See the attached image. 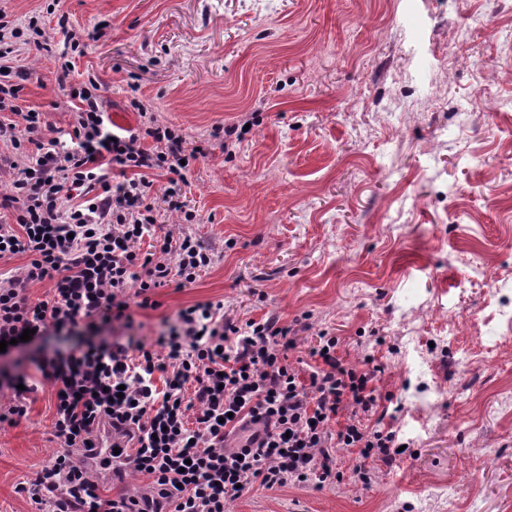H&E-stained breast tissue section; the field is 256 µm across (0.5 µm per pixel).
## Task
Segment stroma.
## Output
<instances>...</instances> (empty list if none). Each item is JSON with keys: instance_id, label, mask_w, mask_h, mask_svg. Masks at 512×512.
Listing matches in <instances>:
<instances>
[{"instance_id": "stroma-1", "label": "stroma", "mask_w": 512, "mask_h": 512, "mask_svg": "<svg viewBox=\"0 0 512 512\" xmlns=\"http://www.w3.org/2000/svg\"><path fill=\"white\" fill-rule=\"evenodd\" d=\"M14 19L108 21L75 57L118 129L130 101L207 149L183 193L215 258L156 289L120 342L154 344L177 311L223 301L238 325L321 332L347 364L377 366L407 451L319 491L255 490L227 512H512V0H0ZM23 97L48 127L72 114L53 61L25 56ZM241 126L225 153L218 128ZM61 331L0 356L37 389L0 422V512H34L19 483L48 465L54 388L42 353L90 340Z\"/></svg>"}]
</instances>
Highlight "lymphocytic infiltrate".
Returning <instances> with one entry per match:
<instances>
[{
    "label": "lymphocytic infiltrate",
    "instance_id": "obj_1",
    "mask_svg": "<svg viewBox=\"0 0 512 512\" xmlns=\"http://www.w3.org/2000/svg\"><path fill=\"white\" fill-rule=\"evenodd\" d=\"M53 52L39 16L27 26L0 9V154L11 192L0 207V260L27 263L0 280V340L36 338L85 325L97 332L130 322L131 307H152L155 289L172 278L194 282L213 255L186 232H157L151 176H166L163 201L180 223L197 213L182 199L188 161L205 155L180 130L158 123L132 99L139 127H106L102 87L75 78L81 33L69 29ZM53 52L56 82L73 121L67 138L46 136L41 112L23 104L29 71L20 48ZM155 241L143 253V238ZM46 283V298L28 290ZM177 324L155 346L120 341L77 344L39 365L52 382L55 435L64 445L50 465L22 484L37 512H225L255 488L321 489L342 482L336 449L366 459L358 482L371 484L370 462L392 464L400 446L390 425H368L381 396L372 373L348 365L338 340L320 334L316 365L300 377L289 360L296 331L277 318L246 325L225 319L220 301L180 308ZM112 430V479L121 489L102 500L99 477L82 455L102 425ZM145 478L129 490L127 474Z\"/></svg>",
    "mask_w": 512,
    "mask_h": 512
}]
</instances>
